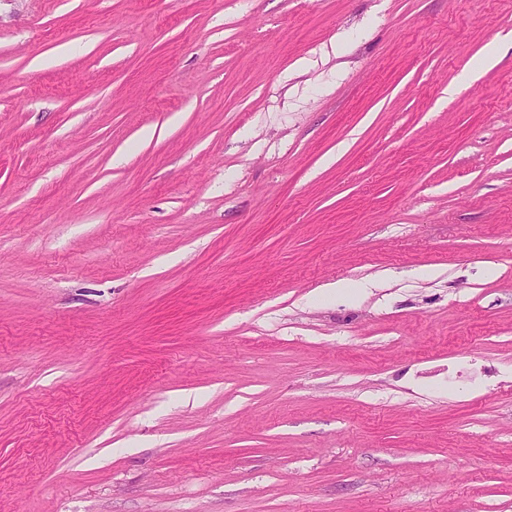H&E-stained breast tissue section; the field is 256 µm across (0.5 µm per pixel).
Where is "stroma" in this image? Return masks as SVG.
<instances>
[{"label": "stroma", "instance_id": "1", "mask_svg": "<svg viewBox=\"0 0 512 512\" xmlns=\"http://www.w3.org/2000/svg\"><path fill=\"white\" fill-rule=\"evenodd\" d=\"M0 512H512V0H0Z\"/></svg>", "mask_w": 512, "mask_h": 512}]
</instances>
